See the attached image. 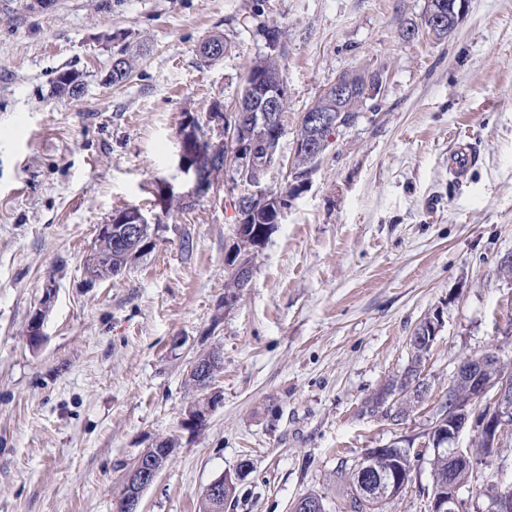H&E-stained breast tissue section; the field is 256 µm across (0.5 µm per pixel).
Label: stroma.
Masks as SVG:
<instances>
[{
	"label": "stroma",
	"instance_id": "35a3bbf8",
	"mask_svg": "<svg viewBox=\"0 0 512 512\" xmlns=\"http://www.w3.org/2000/svg\"><path fill=\"white\" fill-rule=\"evenodd\" d=\"M427 0H0V512H114L129 464L167 437L174 454L142 496V512H198L212 481L239 472L227 512H289L310 492L351 512L341 463L407 439L413 481L385 512H429L432 449L423 433L461 360L512 361V0H468L438 40L419 23ZM279 28L288 110L280 148L293 158L301 117L340 74L379 71L380 92L336 132L308 180L289 192L251 280L224 305L234 202L248 187L226 171L183 209L185 113L233 111L260 28ZM220 36L224 56L200 48ZM129 78L106 75L122 50ZM74 70L83 91L55 93ZM466 141V179L448 153ZM128 206L157 217L160 240L112 278L87 284L101 225ZM44 340L25 331L46 288ZM442 327L422 362L429 384L404 424L367 401L412 361L426 317ZM220 348L207 426L180 427L203 398L192 362ZM512 485V426L459 492Z\"/></svg>",
	"mask_w": 512,
	"mask_h": 512
}]
</instances>
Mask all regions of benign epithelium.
<instances>
[{
	"label": "benign epithelium",
	"instance_id": "obj_1",
	"mask_svg": "<svg viewBox=\"0 0 512 512\" xmlns=\"http://www.w3.org/2000/svg\"><path fill=\"white\" fill-rule=\"evenodd\" d=\"M307 125L310 128L321 129L335 122L334 114L328 110H312L304 114ZM253 120V113L236 110L234 112H208L205 114V125L224 131V138H230L235 131L244 124ZM282 165L279 153L278 140L276 135L265 140L255 153H251L238 160L234 169L235 177L254 187V191L236 200V209L241 212L248 204L250 197H264L272 202L276 208H281L282 198L272 192L262 190L269 172ZM179 167L188 177L190 187L186 191H177L171 185H164L160 194L163 197L173 196L181 200L193 199L206 193L208 189L207 171L200 165H189L185 160L184 153H179ZM129 216H121L117 228L110 224L101 225L98 239L110 238L112 242L124 247L130 257L135 259L143 252L144 240L151 238L156 241L161 225L157 219L150 218L141 209L131 207L128 209ZM53 290L47 289L42 308L36 310L28 322L29 342L39 344L43 341L45 313L51 304ZM441 327L440 318L427 317L410 337V346L424 343L431 346ZM486 355L474 356L457 366L448 386V400L440 404L436 410L434 421L440 424L448 422V444H454L460 434L469 426L477 429L480 436L486 440L492 448L499 447L500 437L506 422L512 418V382L507 380L492 386L485 382L483 372L485 370ZM223 366V355L219 351L213 352L212 356L205 361L195 360L190 371L198 375L204 387H209L212 377L217 374ZM464 381L475 391L479 399L491 396L490 408L481 418L473 419L470 415L462 413L456 408L453 400L454 383ZM410 409L401 401V393L387 392L383 394L380 403V416L389 423L398 426L405 421ZM173 452L171 448H155L149 452H142L127 468L123 487L119 499L115 503L116 512H139L140 502L143 493L156 481L160 471ZM461 500L459 488L453 481H448V500L444 501L438 497L430 499V512H460Z\"/></svg>",
	"mask_w": 512,
	"mask_h": 512
}]
</instances>
